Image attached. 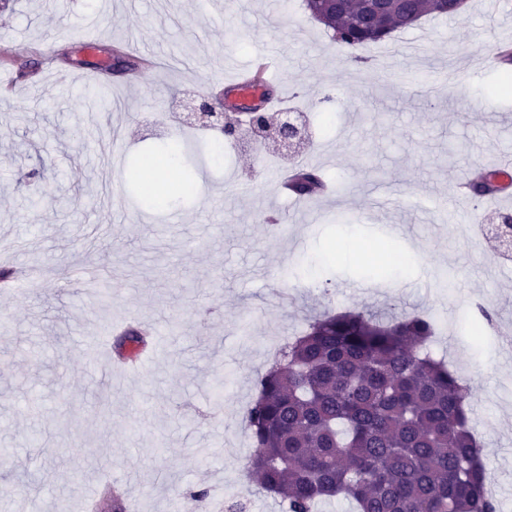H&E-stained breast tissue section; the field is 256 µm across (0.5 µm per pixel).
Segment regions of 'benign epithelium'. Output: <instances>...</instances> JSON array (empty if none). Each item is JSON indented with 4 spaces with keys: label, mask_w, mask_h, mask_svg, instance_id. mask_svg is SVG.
Wrapping results in <instances>:
<instances>
[{
    "label": "benign epithelium",
    "mask_w": 512,
    "mask_h": 512,
    "mask_svg": "<svg viewBox=\"0 0 512 512\" xmlns=\"http://www.w3.org/2000/svg\"><path fill=\"white\" fill-rule=\"evenodd\" d=\"M394 0H369L360 18H382L393 8ZM239 103L229 97L223 103L192 95L182 100V123L211 131L241 148H267L285 159L294 157L309 144V132L300 116L271 114L260 108L238 111Z\"/></svg>",
    "instance_id": "7a95c632"
}]
</instances>
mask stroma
Instances as JSON below:
<instances>
[{"label":"stroma","instance_id":"stroma-1","mask_svg":"<svg viewBox=\"0 0 512 512\" xmlns=\"http://www.w3.org/2000/svg\"><path fill=\"white\" fill-rule=\"evenodd\" d=\"M94 16L102 43L158 60L141 87L113 77L108 104L81 70H43V50L83 46L57 33ZM392 40L403 55L371 45L361 54L373 66L352 64L302 0H10L0 11V49L24 42L39 74L0 95V244L36 269L0 296V512H17L23 490L33 512H80L100 473L131 475L135 512H168L174 485L196 512L239 489L250 512H268L276 498L246 476L255 381L308 321L350 309L435 316L433 350L472 388L491 495L512 512L501 496L512 488V252L487 230L512 214V195L448 201L459 178L512 154V124L488 122L512 116L494 60L512 46V14L467 0ZM264 49L278 57L280 107L303 113L310 143L292 161L234 149L216 171L211 132L180 125L174 96L234 78ZM382 67L462 84L413 95L384 83ZM171 146L166 201L148 205L140 160ZM297 161L335 194L310 205L277 196L276 177ZM371 242L403 253L406 270L378 277L385 254L367 252ZM483 307L493 322L478 330ZM126 319L164 332L146 377L117 391L80 339L116 343L105 329Z\"/></svg>","mask_w":512,"mask_h":512}]
</instances>
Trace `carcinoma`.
Returning <instances> with one entry per match:
<instances>
[{"instance_id":"1","label":"carcinoma","mask_w":512,"mask_h":512,"mask_svg":"<svg viewBox=\"0 0 512 512\" xmlns=\"http://www.w3.org/2000/svg\"><path fill=\"white\" fill-rule=\"evenodd\" d=\"M310 7L330 18L325 27L348 50L382 41L358 23L365 0H345L334 13L323 0ZM454 13L441 0H408L387 19L395 31L414 27V15ZM104 51L124 71L138 66L118 43ZM295 171L300 198L320 195L318 169ZM470 191L497 188L484 176ZM434 334L435 322L420 315L383 322L345 311L310 322L255 383L245 427L260 488L285 512H313L336 497L356 512H496L470 425V388L434 357Z\"/></svg>"}]
</instances>
